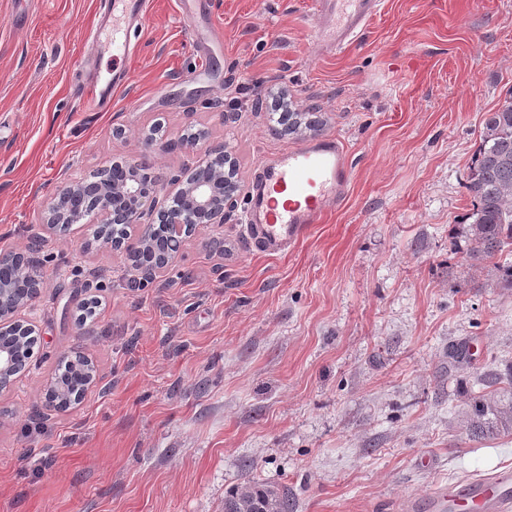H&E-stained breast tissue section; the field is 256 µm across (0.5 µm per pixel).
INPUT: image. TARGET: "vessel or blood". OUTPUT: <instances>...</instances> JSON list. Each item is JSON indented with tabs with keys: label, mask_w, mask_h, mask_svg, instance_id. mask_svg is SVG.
I'll return each mask as SVG.
<instances>
[{
	"label": "vessel or blood",
	"mask_w": 512,
	"mask_h": 512,
	"mask_svg": "<svg viewBox=\"0 0 512 512\" xmlns=\"http://www.w3.org/2000/svg\"><path fill=\"white\" fill-rule=\"evenodd\" d=\"M382 0H315L316 37L326 50L354 43ZM351 181L343 141L323 136L261 160L249 182L244 232L259 252L283 254L295 247L342 202ZM429 512H512V471L441 486Z\"/></svg>",
	"instance_id": "b4317fda"
}]
</instances>
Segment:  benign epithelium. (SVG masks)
<instances>
[{
    "label": "benign epithelium",
    "instance_id": "1",
    "mask_svg": "<svg viewBox=\"0 0 512 512\" xmlns=\"http://www.w3.org/2000/svg\"><path fill=\"white\" fill-rule=\"evenodd\" d=\"M236 157L225 144H211L193 176L182 180L178 175L151 178L142 172V165L133 160L125 169L133 175H120L111 166H103L96 179H69L41 213L39 224L44 233L53 235L63 226L74 224H136V241L108 242L114 250L124 251L128 261L129 286L138 287L147 278L171 266L177 259L183 242L193 235L199 224H222L230 197L221 186L227 173L235 167ZM169 186L167 204L154 207L158 189ZM167 224L173 231L172 240L157 246L151 241L153 224ZM40 248L35 240L26 252L0 253V266L15 265L29 276L30 295L20 297L13 285L0 284V333L11 328L26 329L18 320L21 311L31 305L45 284V273L34 257ZM12 356L0 349V390L8 388L13 377L7 374ZM45 401L60 411L78 403L79 397H60L50 388Z\"/></svg>",
    "mask_w": 512,
    "mask_h": 512
}]
</instances>
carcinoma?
<instances>
[{
    "label": "carcinoma",
    "instance_id": "obj_1",
    "mask_svg": "<svg viewBox=\"0 0 512 512\" xmlns=\"http://www.w3.org/2000/svg\"><path fill=\"white\" fill-rule=\"evenodd\" d=\"M273 122L290 134L312 129L300 112ZM466 188L472 210L467 223L458 225L451 246L454 252L482 263L512 249V92L496 110L485 113ZM468 351L465 344L449 346L448 371L467 362ZM93 367L87 357L76 356L62 377L64 392L84 394ZM476 383L481 391L470 394L466 411L471 437L511 435L512 366L503 374L482 375ZM224 512H295V503L285 488L249 483L224 497Z\"/></svg>",
    "mask_w": 512,
    "mask_h": 512
}]
</instances>
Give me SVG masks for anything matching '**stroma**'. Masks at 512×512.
<instances>
[{"label": "stroma", "instance_id": "1", "mask_svg": "<svg viewBox=\"0 0 512 512\" xmlns=\"http://www.w3.org/2000/svg\"><path fill=\"white\" fill-rule=\"evenodd\" d=\"M146 2L116 61L96 46L110 0H0V252L68 179L130 158L186 178L215 142L245 180L259 156L340 137L350 190L278 257L251 249L239 194L138 288L92 226L47 237L37 345L0 391V512H224L249 481L287 487L296 512H415L512 469V435L472 439L464 417L476 377L512 363V288L449 250L484 114L512 91V0H383L332 54L313 0ZM283 94L318 128L273 135L251 104ZM67 353L96 378L57 411Z\"/></svg>", "mask_w": 512, "mask_h": 512}]
</instances>
